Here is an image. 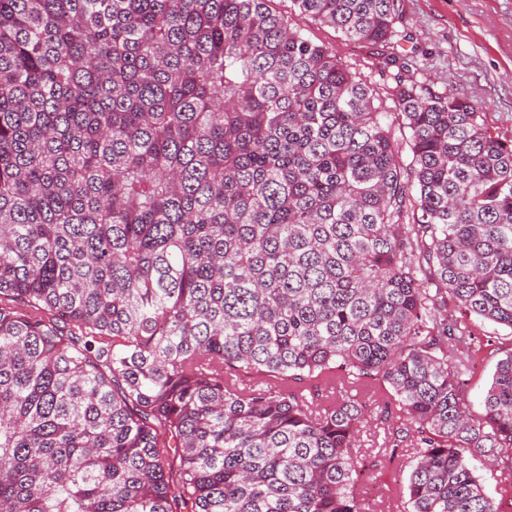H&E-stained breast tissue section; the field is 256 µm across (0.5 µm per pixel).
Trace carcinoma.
Returning <instances> with one entry per match:
<instances>
[{
  "instance_id": "obj_1",
  "label": "carcinoma",
  "mask_w": 512,
  "mask_h": 512,
  "mask_svg": "<svg viewBox=\"0 0 512 512\" xmlns=\"http://www.w3.org/2000/svg\"><path fill=\"white\" fill-rule=\"evenodd\" d=\"M0 0V512H498L465 315L512 331V141L396 52L401 0ZM266 377L243 385L236 372ZM335 383L328 404L318 402ZM268 6L273 12L288 16L291 25L300 29L313 42L333 49L338 58L379 92L381 110L389 112L390 120H394L396 135L401 143L402 136L398 129L401 119H395L398 111L387 93L392 91L394 83L388 69H384L382 59L373 55L374 51L366 45L343 41L333 28L315 23L311 18L300 14L291 0H271ZM408 469L404 466L387 467L373 480L368 475L359 477L357 489L364 500L363 512H404L407 505L405 487Z\"/></svg>"
}]
</instances>
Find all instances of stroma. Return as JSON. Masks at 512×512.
<instances>
[{"instance_id":"obj_1","label":"stroma","mask_w":512,"mask_h":512,"mask_svg":"<svg viewBox=\"0 0 512 512\" xmlns=\"http://www.w3.org/2000/svg\"><path fill=\"white\" fill-rule=\"evenodd\" d=\"M269 7L313 42L333 49L379 92L382 111L394 112V83L371 48L343 41L333 28L300 14L292 0H270ZM397 31L401 48L418 58L414 78L419 84L478 101L491 130L512 141V0H403ZM472 328L482 340L468 375L477 417L498 360L512 352V332L479 320ZM407 479L402 466L373 478L361 475L357 488L365 512H404Z\"/></svg>"}]
</instances>
